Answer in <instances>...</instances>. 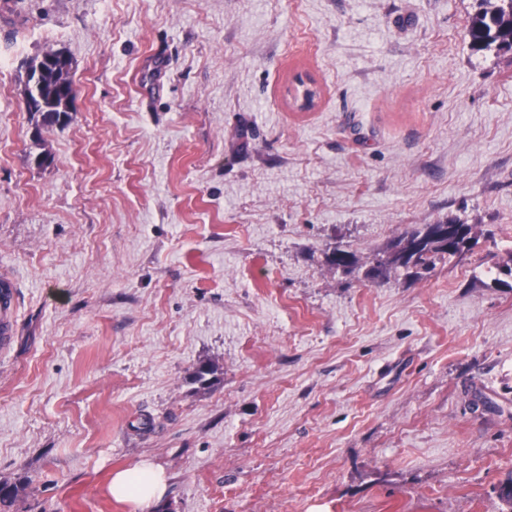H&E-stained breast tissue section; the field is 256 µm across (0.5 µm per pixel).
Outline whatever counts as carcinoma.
I'll return each mask as SVG.
<instances>
[{
  "label": "carcinoma",
  "instance_id": "carcinoma-1",
  "mask_svg": "<svg viewBox=\"0 0 512 512\" xmlns=\"http://www.w3.org/2000/svg\"><path fill=\"white\" fill-rule=\"evenodd\" d=\"M466 36L477 52H512V0H479ZM74 97L70 60L65 55L46 53L29 66L25 86L28 112L40 115L45 122L61 123L69 118ZM464 253L465 249L457 244H439L425 224L404 231L384 251L375 254L366 269L355 253L340 248L333 251L330 263L347 275L362 269L365 279L385 282L401 270L419 278L433 270L436 262Z\"/></svg>",
  "mask_w": 512,
  "mask_h": 512
}]
</instances>
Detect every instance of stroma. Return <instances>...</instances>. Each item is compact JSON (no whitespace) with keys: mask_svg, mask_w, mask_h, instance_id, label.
<instances>
[{"mask_svg":"<svg viewBox=\"0 0 512 512\" xmlns=\"http://www.w3.org/2000/svg\"><path fill=\"white\" fill-rule=\"evenodd\" d=\"M476 7L0 0L13 512H140L108 483L144 459L154 512H502L512 55L471 51ZM48 51L62 124L25 107ZM451 218L477 245L429 277L328 261ZM70 60L58 52L44 54L28 68L25 99L28 112L43 122L61 123L69 118L75 89Z\"/></svg>","mask_w":512,"mask_h":512,"instance_id":"35a3bbf8","label":"stroma"}]
</instances>
